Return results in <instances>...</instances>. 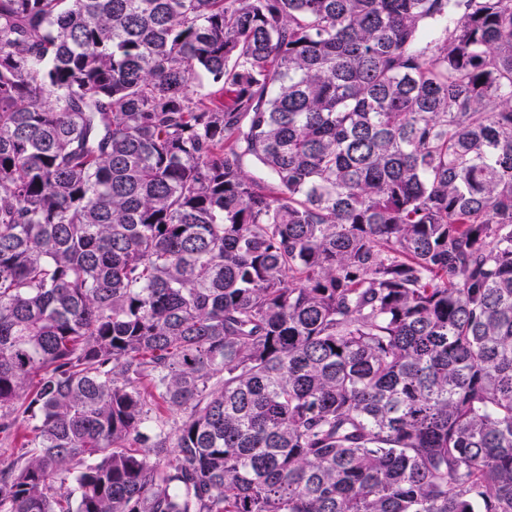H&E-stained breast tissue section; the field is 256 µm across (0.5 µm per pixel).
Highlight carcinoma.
<instances>
[{
	"label": "carcinoma",
	"mask_w": 512,
	"mask_h": 512,
	"mask_svg": "<svg viewBox=\"0 0 512 512\" xmlns=\"http://www.w3.org/2000/svg\"><path fill=\"white\" fill-rule=\"evenodd\" d=\"M0 512H512V0H0Z\"/></svg>",
	"instance_id": "cac0c4a2"
}]
</instances>
